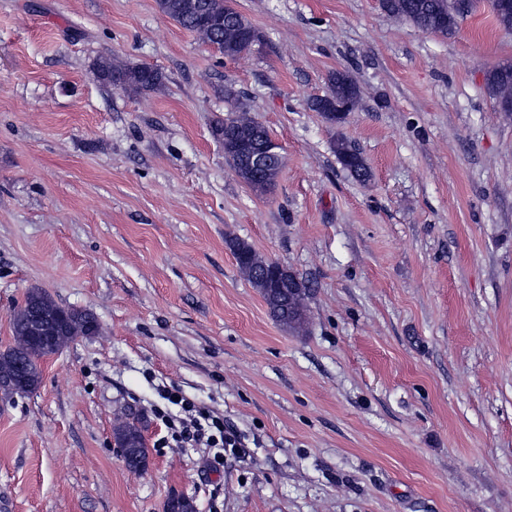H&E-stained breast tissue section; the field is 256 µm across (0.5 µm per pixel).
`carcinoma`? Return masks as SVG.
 Segmentation results:
<instances>
[{"label":"carcinoma","instance_id":"cac0c4a2","mask_svg":"<svg viewBox=\"0 0 512 512\" xmlns=\"http://www.w3.org/2000/svg\"><path fill=\"white\" fill-rule=\"evenodd\" d=\"M389 13L402 17L427 32L448 36L457 28V13L448 7V0H385ZM159 9L184 30L205 35L226 57H234L249 48L244 33L251 25L243 16L224 6V0H158ZM102 81L115 87L133 90L152 89L160 84L162 74L150 67L115 68L110 64L100 67ZM331 89H340L350 111L358 109L359 90L344 71L330 78ZM485 88L494 99L512 97V64H504L485 74ZM336 95L316 99L312 107L332 126L343 122L336 113L333 99ZM215 135L224 144V159L228 160L237 176L254 192L269 193L276 185L282 168L281 155L272 153L270 164L259 177L239 166L233 156L249 139L258 137L254 118L241 110L233 116L217 121ZM338 159L356 178L365 180L370 172L364 160L349 142L339 138L335 143ZM237 266L246 279L259 290L271 315L281 325L299 330L305 322V302L310 288L293 272L283 269L282 288H270L262 271L269 262L257 256L246 242L232 244ZM11 327L14 345L0 352V393L6 397L23 395L38 388L42 380L41 363L62 351L79 336L95 332L97 323L88 313L66 308L38 289L29 290L23 304L13 313ZM113 438L122 447L129 468L144 469L148 464V450L142 427L136 421H125L113 429ZM165 512H195L192 500L185 496L168 499Z\"/></svg>","mask_w":512,"mask_h":512}]
</instances>
